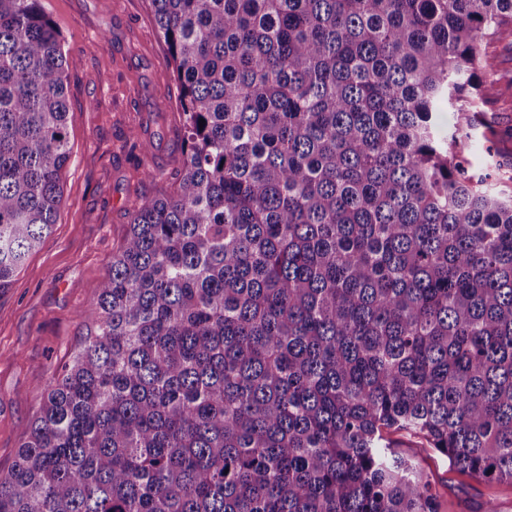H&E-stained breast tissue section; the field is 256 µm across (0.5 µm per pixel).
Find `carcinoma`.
<instances>
[{
    "label": "carcinoma",
    "mask_w": 512,
    "mask_h": 512,
    "mask_svg": "<svg viewBox=\"0 0 512 512\" xmlns=\"http://www.w3.org/2000/svg\"><path fill=\"white\" fill-rule=\"evenodd\" d=\"M150 4L184 167L133 212L0 512H438L391 430L512 481V197L470 133L512 99V0ZM70 112L43 0H0V292L56 223ZM493 50L495 51L498 75L506 80L512 78V35L508 32L503 33L495 43Z\"/></svg>",
    "instance_id": "cac0c4a2"
}]
</instances>
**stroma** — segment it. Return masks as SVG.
I'll return each mask as SVG.
<instances>
[{"mask_svg": "<svg viewBox=\"0 0 512 512\" xmlns=\"http://www.w3.org/2000/svg\"><path fill=\"white\" fill-rule=\"evenodd\" d=\"M62 35L71 158L50 232L0 293V476H8L43 387L82 346L84 311L108 276L131 213L168 190L184 160L178 91L148 0H43ZM151 143L149 154L133 139ZM156 179H148L147 171ZM436 487L439 512H512V482L452 468L419 439L390 433Z\"/></svg>", "mask_w": 512, "mask_h": 512, "instance_id": "35a3bbf8", "label": "stroma"}]
</instances>
